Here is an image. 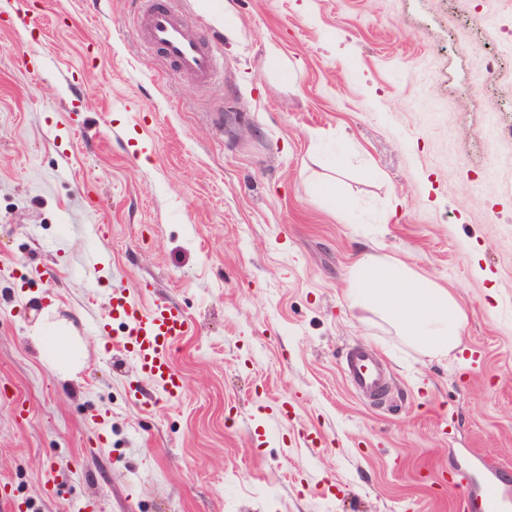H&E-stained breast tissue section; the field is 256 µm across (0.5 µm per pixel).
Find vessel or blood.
<instances>
[{
  "label": "vessel or blood",
  "mask_w": 512,
  "mask_h": 512,
  "mask_svg": "<svg viewBox=\"0 0 512 512\" xmlns=\"http://www.w3.org/2000/svg\"><path fill=\"white\" fill-rule=\"evenodd\" d=\"M137 33L156 58L191 83L203 86L216 72V59L209 40L193 33L194 23L184 0H138ZM111 317L120 320L126 333L114 338L112 347L134 358L149 381L167 398H177L183 378L173 363L178 343L195 332V325L179 306L154 302L145 308L121 291L110 297ZM344 370L352 386L369 396L387 390L386 372L366 347L347 352ZM453 487L465 491L467 512H512V475L486 467L481 477L461 471L449 476Z\"/></svg>",
  "instance_id": "1"
}]
</instances>
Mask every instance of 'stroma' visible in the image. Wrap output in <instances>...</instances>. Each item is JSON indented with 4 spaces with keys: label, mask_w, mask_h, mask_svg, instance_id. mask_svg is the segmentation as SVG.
<instances>
[{
    "label": "stroma",
    "mask_w": 512,
    "mask_h": 512,
    "mask_svg": "<svg viewBox=\"0 0 512 512\" xmlns=\"http://www.w3.org/2000/svg\"><path fill=\"white\" fill-rule=\"evenodd\" d=\"M224 1L184 0L224 59L199 88L136 0H0L30 21L0 28V512H454L447 473L512 470V0H228L231 36ZM379 249L465 310L447 359L350 308ZM115 288L194 320L179 397L98 335ZM60 331L54 324L47 322L44 318L43 322L33 325L28 337L42 355L50 357L64 339ZM344 370L352 386L361 393L373 397L388 388L385 369L369 348L349 350L346 353Z\"/></svg>",
    "instance_id": "35a3bbf8"
}]
</instances>
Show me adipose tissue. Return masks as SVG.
Returning a JSON list of instances; mask_svg holds the SVG:
<instances>
[{
    "label": "adipose tissue",
    "instance_id": "obj_1",
    "mask_svg": "<svg viewBox=\"0 0 512 512\" xmlns=\"http://www.w3.org/2000/svg\"><path fill=\"white\" fill-rule=\"evenodd\" d=\"M351 307L379 315L397 335L432 359H444L460 343L465 313L455 297L403 262L367 254L347 274Z\"/></svg>",
    "mask_w": 512,
    "mask_h": 512
}]
</instances>
